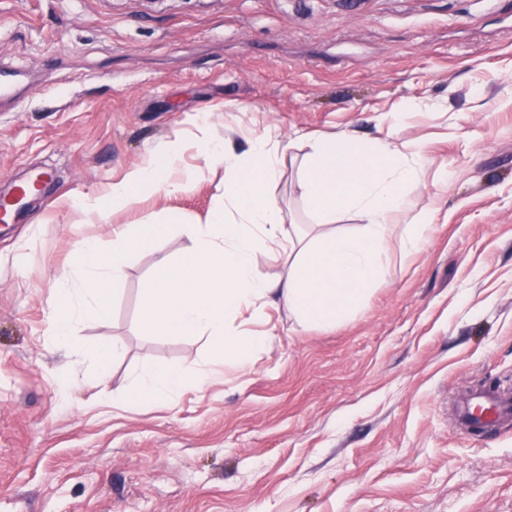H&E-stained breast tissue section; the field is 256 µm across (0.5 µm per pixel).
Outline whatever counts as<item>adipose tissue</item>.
Wrapping results in <instances>:
<instances>
[{
    "instance_id": "adipose-tissue-1",
    "label": "adipose tissue",
    "mask_w": 512,
    "mask_h": 512,
    "mask_svg": "<svg viewBox=\"0 0 512 512\" xmlns=\"http://www.w3.org/2000/svg\"><path fill=\"white\" fill-rule=\"evenodd\" d=\"M198 149L206 162L225 172L224 201L207 222L194 224L185 215L171 214L159 224L122 227L114 230L107 255L96 241H85L49 305L50 336L57 344L73 345L71 330L78 321L107 317L108 286L123 277L130 253L152 248L175 225L190 228L191 243L179 261L146 283L143 321L169 336L210 337L215 346L211 364L188 373L147 366L133 392L113 397L116 405L171 400L187 383L205 389L216 367L246 369L250 353L264 348L267 339L232 333L229 324L239 313L259 311L266 299L288 303L307 325L333 326L354 314L385 272L392 218L408 212L405 188L424 163L421 152L388 140L364 150L344 136L315 140L298 170L301 198L319 221L348 210L363 225L354 234L332 230L306 241L287 225L273 194L284 152L271 132L254 136L241 153L205 138ZM181 150L180 142H170L147 164L129 170L100 196V210L130 206L146 193L191 192V175L175 171ZM277 246L293 260L287 278L269 282L256 275L255 262L259 253Z\"/></svg>"
}]
</instances>
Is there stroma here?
Instances as JSON below:
<instances>
[{
    "instance_id": "stroma-1",
    "label": "stroma",
    "mask_w": 512,
    "mask_h": 512,
    "mask_svg": "<svg viewBox=\"0 0 512 512\" xmlns=\"http://www.w3.org/2000/svg\"><path fill=\"white\" fill-rule=\"evenodd\" d=\"M0 69L15 74L0 194L54 173L22 222L0 224V512H512V422L478 438L455 418L470 390L512 391V0H0ZM266 130L287 147L274 192L303 230L315 138L421 149L408 197L436 214L421 251L393 235L341 324L301 325L282 303L244 313L236 331L270 339L247 371L113 407L143 366L213 352L143 322L145 284L190 231L132 251L108 317L61 348L47 307L70 260L150 216L205 222L224 169L198 136L242 151ZM176 139L193 191L100 219L93 199ZM112 344L98 380L88 352Z\"/></svg>"
}]
</instances>
